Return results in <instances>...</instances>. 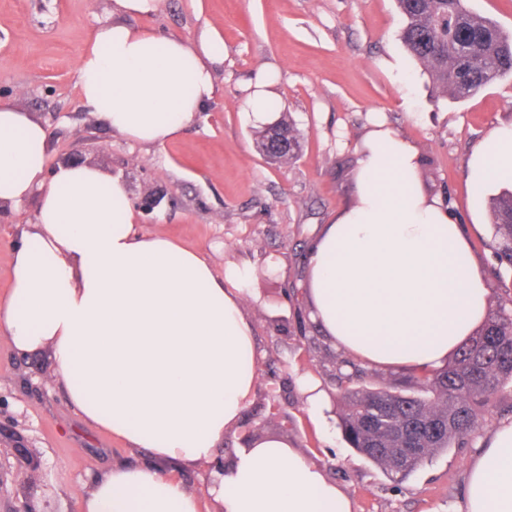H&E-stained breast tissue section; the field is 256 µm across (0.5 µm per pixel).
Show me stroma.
<instances>
[{
  "label": "stroma",
  "mask_w": 512,
  "mask_h": 512,
  "mask_svg": "<svg viewBox=\"0 0 512 512\" xmlns=\"http://www.w3.org/2000/svg\"><path fill=\"white\" fill-rule=\"evenodd\" d=\"M111 17L112 0H0V101L44 124L50 166L79 159L120 177L131 199L165 194L151 214H139L142 230L202 251L219 272L253 265L245 311L266 357L251 404L224 437L225 458L250 437L280 436L350 497L353 512H458L473 445L433 456L402 481L348 448L332 379L339 355L310 325L296 287L315 234L352 203L359 148L381 121L416 145L421 187L446 198L455 221L471 228L491 304L507 303L512 269L496 268L495 228L474 199L467 161L494 126L512 121V78L460 102L438 91L399 39L394 0H160L142 24L189 40L216 29L224 61L206 108L172 140L148 147L112 132L81 102L78 58ZM268 67L279 73L277 111L291 113L301 133L297 159L281 166L259 154L256 126L242 113L247 86ZM477 216L484 230L472 229ZM34 221L31 201L0 212V295L10 286L11 246ZM302 373L330 395L329 432L312 422L296 389ZM13 431L35 467L14 458ZM144 458L72 413L50 380L47 354L22 358L0 341V512L29 491L42 512H79L90 472Z\"/></svg>",
  "instance_id": "obj_1"
}]
</instances>
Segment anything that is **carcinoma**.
Returning a JSON list of instances; mask_svg holds the SVG:
<instances>
[{"instance_id":"cac0c4a2","label":"carcinoma","mask_w":512,"mask_h":512,"mask_svg":"<svg viewBox=\"0 0 512 512\" xmlns=\"http://www.w3.org/2000/svg\"><path fill=\"white\" fill-rule=\"evenodd\" d=\"M404 18L399 37L424 67L436 88L465 101L512 77V35L496 22L473 13L465 0H396ZM277 126L291 134L289 146L300 150V134L291 116L280 113ZM496 224L495 254L512 267V191L489 198ZM483 343L468 342L444 369L411 376L418 392L404 394L390 386L355 387L368 371L347 361L336 365L345 386L341 428L351 448L391 478L406 479L429 458L464 444L478 429L475 409L512 384V308L504 304L476 333ZM442 425L420 456L393 461L397 433H414L425 422Z\"/></svg>"}]
</instances>
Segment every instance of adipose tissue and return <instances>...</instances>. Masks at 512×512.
<instances>
[{
	"label": "adipose tissue",
	"instance_id": "1",
	"mask_svg": "<svg viewBox=\"0 0 512 512\" xmlns=\"http://www.w3.org/2000/svg\"><path fill=\"white\" fill-rule=\"evenodd\" d=\"M158 0H113L77 64L83 105L121 136L172 139L214 96L224 39L195 41L138 25ZM277 74H261L242 111L275 118ZM420 155L376 126L364 140L353 203L335 212L305 259L312 323L371 370L444 368L481 329L490 286L446 202L418 185ZM473 183L512 189V122L468 161ZM36 200L12 246L0 339L16 355L49 351L51 378L77 415L146 451L92 480L80 512H352L347 495L288 440L266 436L211 472L206 493L164 469L209 464L251 403L265 352L244 311L253 268L216 273L208 258L142 232L124 182L90 165L48 166V132L0 102V207ZM460 512H512V420L477 448Z\"/></svg>",
	"mask_w": 512,
	"mask_h": 512
}]
</instances>
